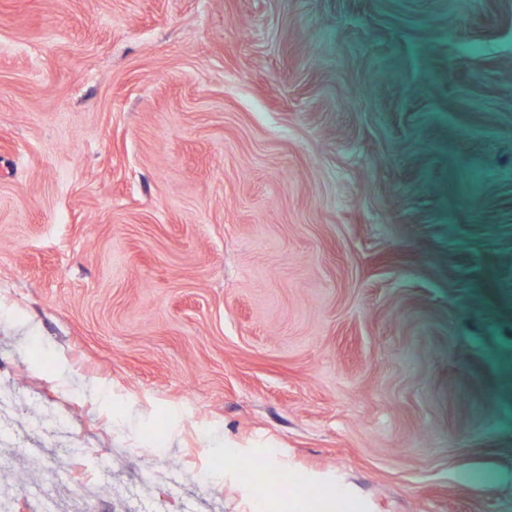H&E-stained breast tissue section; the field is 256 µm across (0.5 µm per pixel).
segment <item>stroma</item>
Segmentation results:
<instances>
[{
	"mask_svg": "<svg viewBox=\"0 0 512 512\" xmlns=\"http://www.w3.org/2000/svg\"><path fill=\"white\" fill-rule=\"evenodd\" d=\"M512 0H0V495L512 512Z\"/></svg>",
	"mask_w": 512,
	"mask_h": 512,
	"instance_id": "35a3bbf8",
	"label": "stroma"
}]
</instances>
